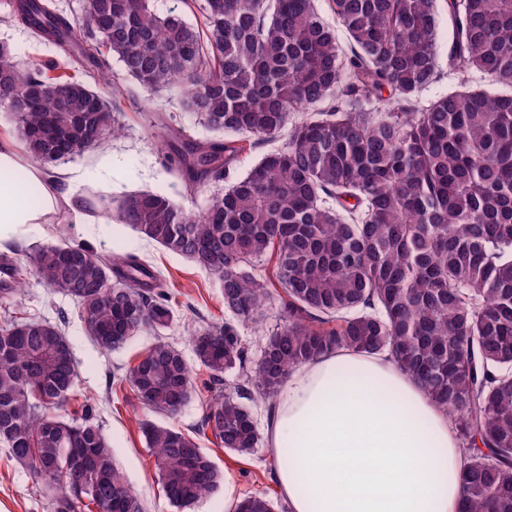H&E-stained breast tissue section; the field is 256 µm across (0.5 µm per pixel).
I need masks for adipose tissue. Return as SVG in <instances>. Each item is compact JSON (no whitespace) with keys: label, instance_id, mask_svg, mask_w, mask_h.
Masks as SVG:
<instances>
[{"label":"adipose tissue","instance_id":"ef3b65f1","mask_svg":"<svg viewBox=\"0 0 512 512\" xmlns=\"http://www.w3.org/2000/svg\"><path fill=\"white\" fill-rule=\"evenodd\" d=\"M82 214L70 185L0 143V241ZM266 448L289 512H460L452 418L384 354L341 348L296 371L268 411Z\"/></svg>","mask_w":512,"mask_h":512}]
</instances>
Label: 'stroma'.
<instances>
[{
  "instance_id": "obj_1",
  "label": "stroma",
  "mask_w": 512,
  "mask_h": 512,
  "mask_svg": "<svg viewBox=\"0 0 512 512\" xmlns=\"http://www.w3.org/2000/svg\"><path fill=\"white\" fill-rule=\"evenodd\" d=\"M436 24L437 53L442 62L440 79L417 93L419 106H426L436 97L459 91L463 86L475 91H495L496 85L487 74L474 70L463 78L448 67L452 25L446 6H439ZM170 97V91L164 90L127 106L120 116L126 127L123 136L108 139L103 150L59 162L51 168V175L83 170L85 178L74 190L79 200L84 199L90 185L116 201L135 191L151 190L168 196L190 211H200L207 193L187 195L182 181L169 172L163 152L152 139V124L157 110L163 108L168 115L176 116L192 137L205 139L211 132L196 118L169 107ZM61 243L85 246L105 257L131 253L159 269L163 289L175 312L174 324L167 335L186 359H193L194 353L188 337L183 334L184 324L203 321L219 325L224 321L222 288L215 277L199 270L188 259L141 238L123 224H103L90 219L80 224H32L19 238L0 244V253L24 262L32 249ZM18 312L24 318L57 323L70 342L76 386L73 395L59 407V415L79 418L83 404L92 403L94 422L111 448L117 468L141 499L145 512H179L164 492L156 459L140 428L141 420L148 418L149 413L124 379L129 367L153 343V333L140 332L123 348L103 351L87 335L76 302L54 293L33 277L28 278L23 287ZM200 446L220 470L226 471L236 495L276 496L273 464L265 448L238 456L224 451L210 439L201 440ZM51 498V492H37L29 472L11 460L7 448L0 445V512H52Z\"/></svg>"
}]
</instances>
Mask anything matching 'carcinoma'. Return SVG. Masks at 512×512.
<instances>
[{
	"mask_svg": "<svg viewBox=\"0 0 512 512\" xmlns=\"http://www.w3.org/2000/svg\"><path fill=\"white\" fill-rule=\"evenodd\" d=\"M436 2L329 0L330 24L314 0H201L200 29L152 0H80L79 19L59 0H0V21L56 51L27 60L0 46V85L15 89L8 111L32 161L101 149L105 135L122 134L127 102L170 87L181 110L221 134L193 139L157 118L154 143L188 192L226 180L244 150L269 146L199 213L150 190L114 209L98 198L112 220L220 281L229 319L190 332L213 384L244 368L239 326L261 324L272 296L287 319L244 383L204 400L192 433L143 424L175 506L223 480L198 438L251 454L262 437L245 401L273 404L294 372L345 347L387 353L454 418L463 512H512V93H450L418 106L413 94L439 72ZM447 5L448 63L512 87V0ZM112 58L133 86L112 72ZM265 258L270 271L256 273ZM30 267L78 302L101 349L156 332L127 374L142 405L171 416L199 397L182 352L162 335L174 310L160 277L136 256L51 245ZM75 385L62 328L4 306L0 443L10 458L56 490L53 512H144L92 406L78 420L54 414ZM237 512L286 506L253 494Z\"/></svg>",
	"mask_w": 512,
	"mask_h": 512,
	"instance_id": "1",
	"label": "carcinoma"
}]
</instances>
